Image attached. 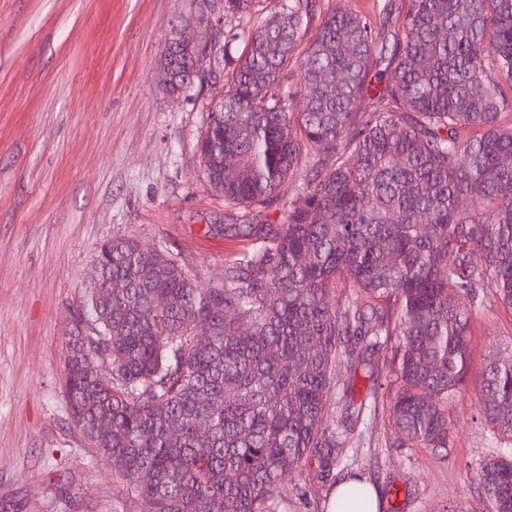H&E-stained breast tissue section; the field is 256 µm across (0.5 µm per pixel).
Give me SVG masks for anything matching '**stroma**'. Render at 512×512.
Returning a JSON list of instances; mask_svg holds the SVG:
<instances>
[{"label": "stroma", "instance_id": "35a3bbf8", "mask_svg": "<svg viewBox=\"0 0 512 512\" xmlns=\"http://www.w3.org/2000/svg\"><path fill=\"white\" fill-rule=\"evenodd\" d=\"M212 19L206 0H0V512H126L112 462L69 415L66 341L113 237L165 251L203 286L237 248L204 231L223 223L224 199L196 147L224 85L175 94L161 81L170 39L209 42ZM511 343L512 312L487 303L448 451L359 449L379 512H480L472 474L495 438L474 385Z\"/></svg>", "mask_w": 512, "mask_h": 512}]
</instances>
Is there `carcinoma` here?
<instances>
[{"label":"carcinoma","mask_w":512,"mask_h":512,"mask_svg":"<svg viewBox=\"0 0 512 512\" xmlns=\"http://www.w3.org/2000/svg\"><path fill=\"white\" fill-rule=\"evenodd\" d=\"M262 3L222 0L241 30L171 38L161 71L184 93L224 62L197 142L224 280L114 238L68 336L69 414L149 512H288V477L331 480L379 419L448 448L473 313L512 311V0H331L312 34L316 0ZM476 388L504 448L482 512H512V353ZM370 504L354 478L331 509Z\"/></svg>","instance_id":"obj_1"}]
</instances>
